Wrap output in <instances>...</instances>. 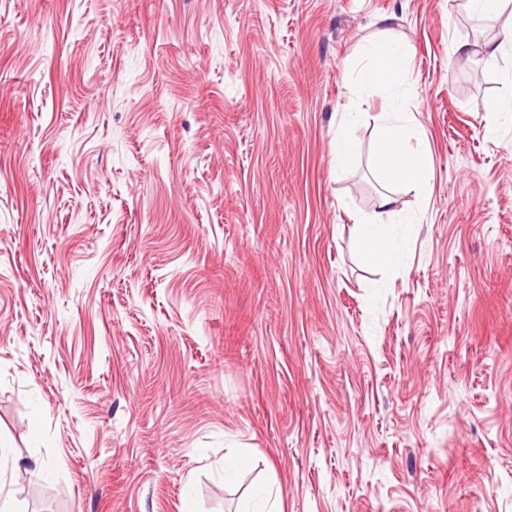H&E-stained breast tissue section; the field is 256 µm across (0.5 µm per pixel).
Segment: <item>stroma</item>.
<instances>
[{"label": "stroma", "mask_w": 512, "mask_h": 512, "mask_svg": "<svg viewBox=\"0 0 512 512\" xmlns=\"http://www.w3.org/2000/svg\"><path fill=\"white\" fill-rule=\"evenodd\" d=\"M467 0H0V497L13 512H512V54ZM433 158L364 261L382 90ZM466 53H459V46ZM352 168L332 148L344 113ZM240 453L234 480L224 456ZM512 50V25L502 30L500 39L482 46V60L486 68L497 70L507 51ZM355 57L359 67L352 86L382 88L390 93L392 112H385L374 143L377 173L383 181L400 182L409 191L422 193L433 177V161L430 153L421 148L424 129L410 123L408 113L402 112L405 89L401 86L409 73L407 46L389 35L360 45ZM395 198L391 191L380 193L378 209L380 212L357 223V244L365 259L381 266L395 265L403 256L411 235V226L415 218L407 215L401 218L400 232L395 224L384 222L382 216L394 212Z\"/></svg>", "instance_id": "obj_1"}]
</instances>
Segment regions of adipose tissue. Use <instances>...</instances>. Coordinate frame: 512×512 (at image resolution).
Listing matches in <instances>:
<instances>
[{
	"instance_id": "obj_1",
	"label": "adipose tissue",
	"mask_w": 512,
	"mask_h": 512,
	"mask_svg": "<svg viewBox=\"0 0 512 512\" xmlns=\"http://www.w3.org/2000/svg\"><path fill=\"white\" fill-rule=\"evenodd\" d=\"M355 56L359 66L353 79L359 89L382 88L389 92L392 105L380 127L374 157L381 180L402 183L408 190L420 193L433 177V161L422 149L425 131L412 124L402 110L403 79L408 75V49L394 36L360 45ZM395 199L392 192L378 198L379 215L367 217L357 225V244L365 259L381 266L395 265L403 256L415 219L407 215L399 224L384 222L392 213Z\"/></svg>"
}]
</instances>
